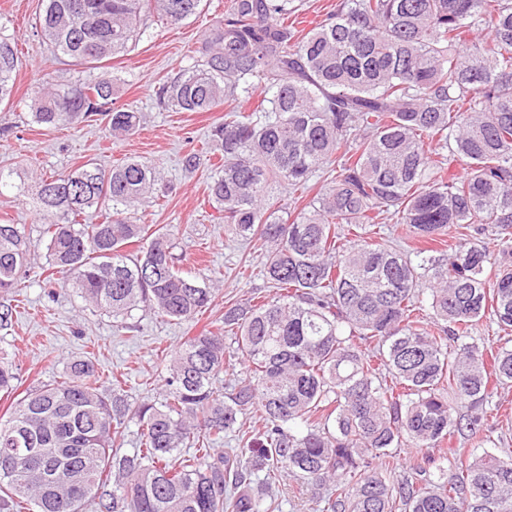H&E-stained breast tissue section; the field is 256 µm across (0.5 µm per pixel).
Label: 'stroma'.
Masks as SVG:
<instances>
[{"label": "stroma", "mask_w": 512, "mask_h": 512, "mask_svg": "<svg viewBox=\"0 0 512 512\" xmlns=\"http://www.w3.org/2000/svg\"><path fill=\"white\" fill-rule=\"evenodd\" d=\"M230 5L231 0H203L199 13L180 25L148 23L135 46L111 61L121 79L120 104L144 116L134 135L115 139L99 115L51 129L32 124L25 102L38 86L85 81L97 72L55 55L36 34L42 0H0V23L14 36L19 57L15 95L7 111L0 112V169L12 174L11 188L0 193V223L24 225L32 240H40L43 223L29 197L40 177L68 173L91 161L109 166L135 157L156 167L161 177L158 198L135 210V222L168 226L182 268L195 270L217 288L211 308L192 322L166 321L137 310L121 328L112 317L94 313L70 284L59 281L45 288L40 273L46 262L37 260L14 296L12 330L0 337V352L17 364L21 390L62 379L68 363L88 357L101 381H119L131 401L155 400L165 354L174 353L184 337L210 328L229 307L267 295L265 249L225 229L209 192L213 166L191 171L184 164L193 152L219 160L208 134L212 125L223 122V109L177 112L162 107L156 97L167 77L192 65L195 51L209 30L223 22ZM19 184L26 195L17 194Z\"/></svg>", "instance_id": "stroma-1"}]
</instances>
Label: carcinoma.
<instances>
[{
	"label": "carcinoma",
	"mask_w": 512,
	"mask_h": 512,
	"mask_svg": "<svg viewBox=\"0 0 512 512\" xmlns=\"http://www.w3.org/2000/svg\"><path fill=\"white\" fill-rule=\"evenodd\" d=\"M43 2L36 27L53 53L102 74L35 90L31 121L52 128L99 113L113 135L134 134L143 117L114 106L120 79L104 63L136 43L147 18L175 26L202 0ZM289 4L232 0L193 65L157 92L180 112L224 106L209 134L223 159L210 194L235 237L267 247L275 294L187 337L163 361L157 402H129L89 359L27 391L0 419V512H275L290 478L320 512H512L505 449L450 475L422 466L425 453L391 479L404 446L454 456L445 444L464 430L490 442L493 391L512 386V339L467 341L486 319L512 328V269L501 261L512 253V0H340L304 36L285 24ZM17 67L0 24V103ZM454 161L459 176L448 173ZM320 171L328 189L287 212L275 190ZM159 180L135 159L87 163L41 178L35 193L48 269L122 325L140 308L191 320L212 302L213 288L181 274L171 230L129 217ZM381 216L427 242L464 224L494 233L411 256L367 241ZM37 249L25 225L0 224L1 296ZM431 321L449 332L434 335ZM235 360L246 377L220 396L213 385ZM17 383L0 356V392ZM247 418L261 430L215 451ZM131 422L141 442L129 455L116 443ZM190 445L203 456L182 454Z\"/></svg>",
	"instance_id": "carcinoma-1"
}]
</instances>
